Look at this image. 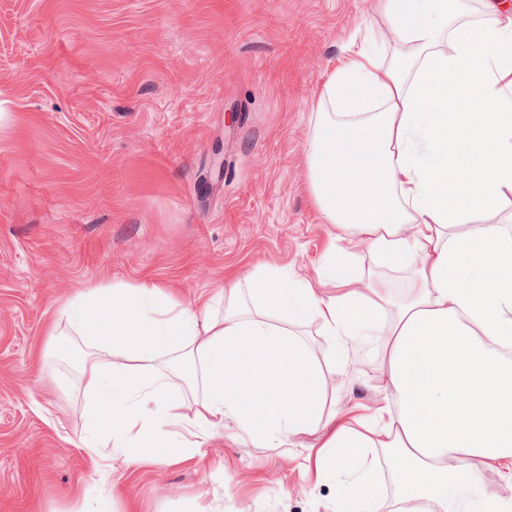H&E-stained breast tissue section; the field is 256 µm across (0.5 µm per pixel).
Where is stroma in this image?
I'll return each mask as SVG.
<instances>
[{
	"label": "stroma",
	"instance_id": "obj_1",
	"mask_svg": "<svg viewBox=\"0 0 512 512\" xmlns=\"http://www.w3.org/2000/svg\"><path fill=\"white\" fill-rule=\"evenodd\" d=\"M377 0H0V512H333L318 434L262 448L225 419L192 457L90 451L97 357L59 309L77 291L154 282L184 303L258 267L315 280L331 240L310 194V106ZM237 110L240 120L230 123ZM224 145V166L213 149ZM318 363L325 411L382 405V347Z\"/></svg>",
	"mask_w": 512,
	"mask_h": 512
}]
</instances>
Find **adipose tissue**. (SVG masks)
<instances>
[{
  "mask_svg": "<svg viewBox=\"0 0 512 512\" xmlns=\"http://www.w3.org/2000/svg\"><path fill=\"white\" fill-rule=\"evenodd\" d=\"M378 11L395 35L387 59L346 44L311 104L306 153L315 204L347 243L406 271L402 297L336 256L314 286L254 273L252 307L220 288V317L154 284L83 289L62 307L68 323L133 364L84 365L98 399L86 447L147 454L174 431L207 441L228 416L265 448L319 429L323 473L350 478L335 512H512V235L475 221L512 196V15L498 0H481L476 21L454 0ZM299 319L385 349V404L357 427L321 413L318 370L289 330ZM176 376L200 394L194 415Z\"/></svg>",
  "mask_w": 512,
  "mask_h": 512,
  "instance_id": "adipose-tissue-1",
  "label": "adipose tissue"
}]
</instances>
